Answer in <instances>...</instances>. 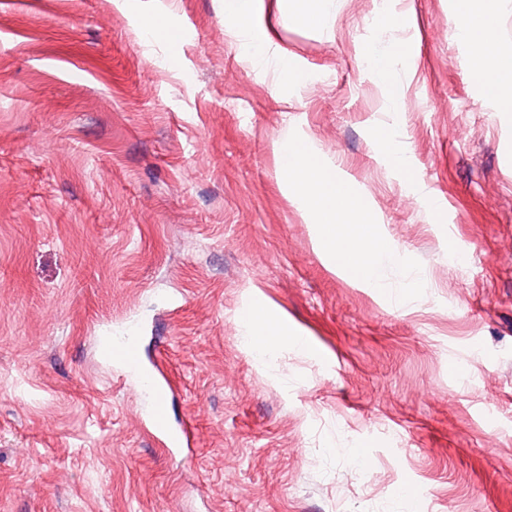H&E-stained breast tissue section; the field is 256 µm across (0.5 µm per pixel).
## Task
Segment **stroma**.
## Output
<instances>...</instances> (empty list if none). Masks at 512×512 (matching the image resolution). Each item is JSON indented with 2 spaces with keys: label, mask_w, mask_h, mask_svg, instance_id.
Masks as SVG:
<instances>
[{
  "label": "stroma",
  "mask_w": 512,
  "mask_h": 512,
  "mask_svg": "<svg viewBox=\"0 0 512 512\" xmlns=\"http://www.w3.org/2000/svg\"><path fill=\"white\" fill-rule=\"evenodd\" d=\"M224 2L0 0V512H398L408 486L414 512H512V113L475 93L457 0H333L314 28L264 0L285 73ZM369 45L399 50L398 102ZM294 139L368 200L417 275L404 306L325 260L281 178ZM257 298L306 350L244 347ZM129 326L191 457L97 356Z\"/></svg>",
  "instance_id": "35a3bbf8"
}]
</instances>
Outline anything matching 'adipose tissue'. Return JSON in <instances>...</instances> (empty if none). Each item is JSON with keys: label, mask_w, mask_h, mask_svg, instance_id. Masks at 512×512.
<instances>
[{"label": "adipose tissue", "mask_w": 512, "mask_h": 512, "mask_svg": "<svg viewBox=\"0 0 512 512\" xmlns=\"http://www.w3.org/2000/svg\"><path fill=\"white\" fill-rule=\"evenodd\" d=\"M256 3L257 0H227L225 22L256 52L257 62L280 63L286 57L285 51L269 34H253ZM508 6L511 5L507 0H459L464 19L462 29L477 62L475 71L480 78L491 81L497 101L512 112V76L505 69L512 61V43L496 34L498 18ZM281 150L293 156L284 166V180L305 201L328 263L345 275L350 274L352 265H367L369 287L378 289L395 303H404L405 293L391 288L383 275L384 269L397 261V252L385 247L364 197L351 189L339 192V176L308 143L291 140L282 143ZM250 325L244 343L256 356H268L289 340L287 322L274 317L269 309L252 315Z\"/></svg>", "instance_id": "ef3b65f1"}]
</instances>
